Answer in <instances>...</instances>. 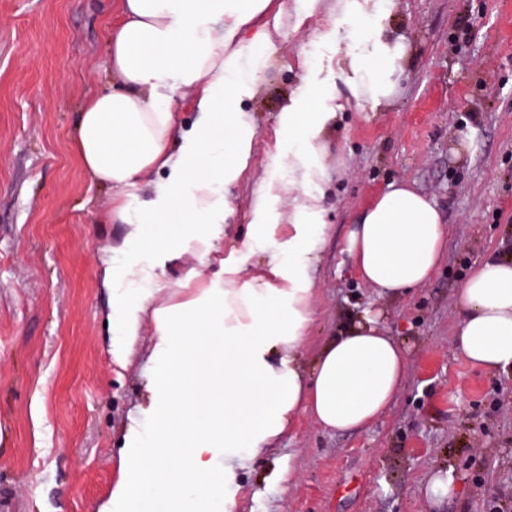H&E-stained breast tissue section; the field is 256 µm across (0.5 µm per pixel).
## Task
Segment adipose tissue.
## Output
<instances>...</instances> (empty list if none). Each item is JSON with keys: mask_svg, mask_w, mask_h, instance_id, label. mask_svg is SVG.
Listing matches in <instances>:
<instances>
[{"mask_svg": "<svg viewBox=\"0 0 512 512\" xmlns=\"http://www.w3.org/2000/svg\"><path fill=\"white\" fill-rule=\"evenodd\" d=\"M367 56H352L345 82L356 102L389 103L407 47L368 30L359 0H339ZM272 0H115L106 73L112 87L84 102L76 150L84 170L111 192L108 222L126 235L103 259L111 295L112 357L150 322L149 403L131 418L121 476L102 512H233L238 471L300 416L336 433L364 428L396 398L407 355L371 310L359 312L306 365L314 318L311 275L325 226L322 142L334 114L304 94L281 114L287 149L272 157L253 219L224 247L226 187L249 167L255 126L244 108L266 66ZM198 114L180 127L175 105ZM165 173L152 196L143 177ZM180 222L173 237L155 224ZM448 226L436 203L391 184L356 221L347 251L358 278L383 297L426 285L444 256ZM214 261L204 279L166 268L183 257ZM454 346L474 366L512 370V259L484 260L459 290Z\"/></svg>", "mask_w": 512, "mask_h": 512, "instance_id": "1", "label": "adipose tissue"}]
</instances>
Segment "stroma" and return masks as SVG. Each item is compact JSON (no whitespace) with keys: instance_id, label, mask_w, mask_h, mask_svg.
<instances>
[{"instance_id":"stroma-1","label":"stroma","mask_w":512,"mask_h":512,"mask_svg":"<svg viewBox=\"0 0 512 512\" xmlns=\"http://www.w3.org/2000/svg\"><path fill=\"white\" fill-rule=\"evenodd\" d=\"M283 9L267 65L245 103L252 162L226 191L225 245L250 223L280 115L303 91L338 116L323 140L325 234L311 275L313 356L346 313L372 309L407 352L404 385L375 423L336 434L300 417L241 471L235 512H424L422 489L453 469L456 497L434 512H491L512 494V372L471 365L453 346L462 281L512 255V0H367L410 48L389 104L350 102L345 63L363 46L337 0ZM113 0H0V502L12 512H101L120 477L123 434L148 404L151 329L113 361L100 250L122 224L81 166L83 102L106 90ZM407 182L448 225L443 262L398 301L354 274L346 237L388 186ZM291 472L273 483V468Z\"/></svg>"}]
</instances>
